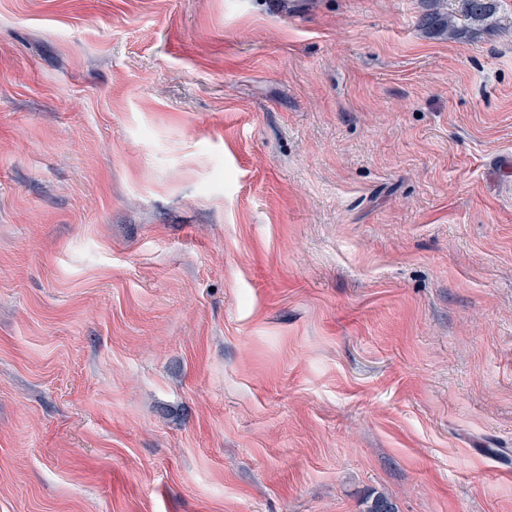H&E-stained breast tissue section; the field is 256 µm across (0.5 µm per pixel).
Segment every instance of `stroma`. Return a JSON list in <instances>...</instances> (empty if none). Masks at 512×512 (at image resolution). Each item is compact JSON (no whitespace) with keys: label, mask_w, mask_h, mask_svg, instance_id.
<instances>
[{"label":"stroma","mask_w":512,"mask_h":512,"mask_svg":"<svg viewBox=\"0 0 512 512\" xmlns=\"http://www.w3.org/2000/svg\"><path fill=\"white\" fill-rule=\"evenodd\" d=\"M0 0V512H512V0ZM459 10L443 12L440 5L421 16L419 26L428 32L452 38L459 31L458 21L480 24L491 19L496 11L495 0H458Z\"/></svg>","instance_id":"obj_1"}]
</instances>
